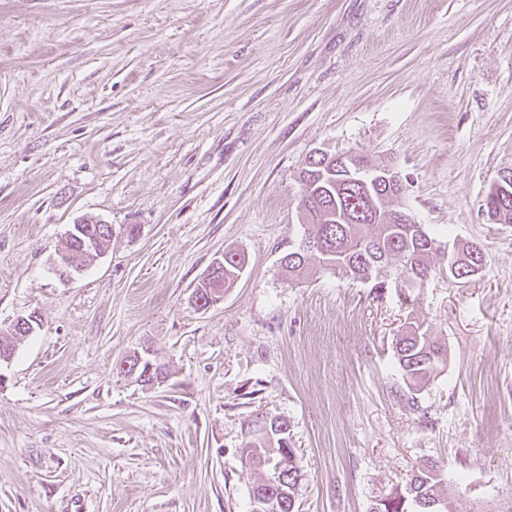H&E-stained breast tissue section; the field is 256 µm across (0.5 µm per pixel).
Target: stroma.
I'll list each match as a JSON object with an SVG mask.
<instances>
[{
    "mask_svg": "<svg viewBox=\"0 0 512 512\" xmlns=\"http://www.w3.org/2000/svg\"><path fill=\"white\" fill-rule=\"evenodd\" d=\"M317 148L393 166L442 249L422 288L280 261L305 234ZM512 168V0H0V512H250L239 455L284 416L297 512H369L425 460L454 512H512V224L485 200ZM111 225L70 281L69 224ZM245 271L192 296L225 250ZM448 343L408 389L405 322ZM151 347L152 389L114 366Z\"/></svg>",
    "mask_w": 512,
    "mask_h": 512,
    "instance_id": "1",
    "label": "stroma"
}]
</instances>
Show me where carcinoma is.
<instances>
[{"instance_id":"1","label":"carcinoma","mask_w":512,"mask_h":512,"mask_svg":"<svg viewBox=\"0 0 512 512\" xmlns=\"http://www.w3.org/2000/svg\"><path fill=\"white\" fill-rule=\"evenodd\" d=\"M299 208L304 223L323 241L325 251L312 254L297 247L282 257L288 279L298 280L322 267L353 280H371L382 273L413 277L412 288H422L431 279L432 255L437 239L416 224H388L386 212L395 209V199L385 190L368 193L365 187L322 161H306L299 174ZM489 217L498 224H512V183L503 197L486 198ZM246 256L236 250L224 252V268L216 279L197 289L224 291L245 267ZM395 355L404 381L415 389L447 365L448 345L432 336L423 325L409 322L397 336ZM265 430L258 419L247 424L241 457L257 474L250 494L267 493L275 499V512H296L295 495L302 478L300 461L288 457L292 447L287 420L269 412ZM449 500L444 466L428 462L417 468L404 484L372 501L370 512H429L426 504Z\"/></svg>"}]
</instances>
